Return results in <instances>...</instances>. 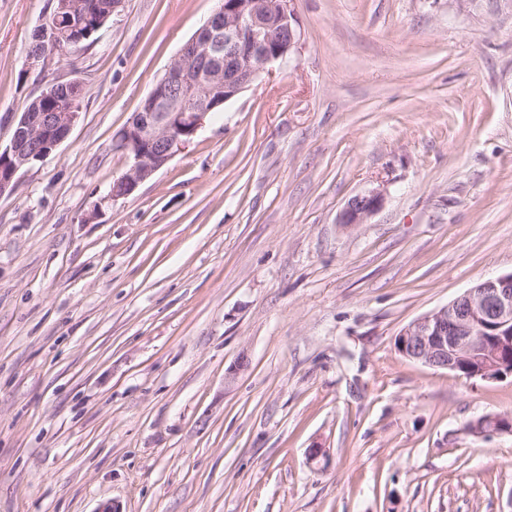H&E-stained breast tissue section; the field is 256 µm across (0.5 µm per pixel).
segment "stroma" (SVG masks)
<instances>
[{"mask_svg":"<svg viewBox=\"0 0 512 512\" xmlns=\"http://www.w3.org/2000/svg\"><path fill=\"white\" fill-rule=\"evenodd\" d=\"M46 3L0 0V145L49 80L85 96L0 194V512H512V433L469 430L512 378L395 348L512 271V0H292L290 57L118 200L216 0H125L41 71ZM384 193L381 189L353 196L339 215L338 222L351 227L364 224L383 204Z\"/></svg>","mask_w":512,"mask_h":512,"instance_id":"obj_1","label":"stroma"}]
</instances>
